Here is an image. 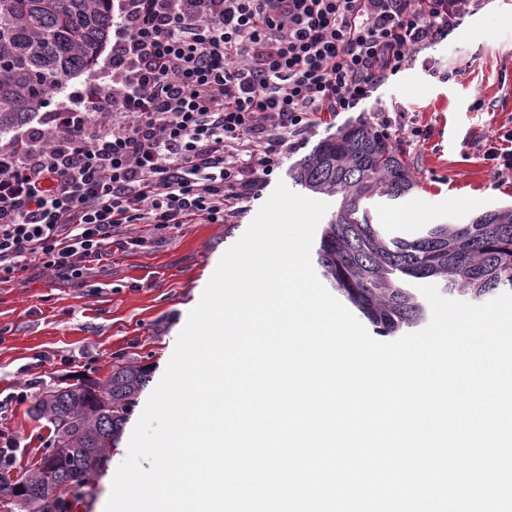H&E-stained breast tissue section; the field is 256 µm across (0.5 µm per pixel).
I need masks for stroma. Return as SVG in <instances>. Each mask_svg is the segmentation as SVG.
<instances>
[{"label":"stroma","mask_w":512,"mask_h":512,"mask_svg":"<svg viewBox=\"0 0 512 512\" xmlns=\"http://www.w3.org/2000/svg\"><path fill=\"white\" fill-rule=\"evenodd\" d=\"M430 54L441 76L414 63L390 77L362 112L312 128L286 157L294 162L339 126L373 121L378 109H400L406 123L428 126L425 142H395L416 188L395 203H368L373 223L391 237L512 206V180L494 178L482 148L485 137L512 130V0H482ZM260 207L256 201L230 222L183 224L160 236L137 225L147 247L113 250L82 285L44 272L0 284V430L22 444L13 474L32 469L52 438L51 424L31 412L42 390L74 375L106 379L118 356L149 364L153 381L161 380L190 311ZM399 211L414 217L391 221ZM125 458L110 449L72 512H105L112 473Z\"/></svg>","instance_id":"stroma-1"}]
</instances>
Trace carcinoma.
<instances>
[{
  "label": "carcinoma",
  "mask_w": 512,
  "mask_h": 512,
  "mask_svg": "<svg viewBox=\"0 0 512 512\" xmlns=\"http://www.w3.org/2000/svg\"><path fill=\"white\" fill-rule=\"evenodd\" d=\"M112 28L111 0H0V137L28 122L51 94L97 60ZM293 184L339 199L324 225L317 261L331 287L380 336L425 321L412 280L441 282L472 300L512 292V207L487 211L467 224H434L411 239L389 237L361 206L398 201L416 187L389 138L365 121L348 123L288 168ZM151 368L117 359L92 393L78 386L47 389L32 412L53 427V441L26 480L52 495L34 509L3 501L4 512H70L119 440ZM101 420L112 429L99 431Z\"/></svg>",
  "instance_id": "cac0c4a2"
}]
</instances>
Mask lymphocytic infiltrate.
<instances>
[{
	"label": "lymphocytic infiltrate",
	"instance_id": "1",
	"mask_svg": "<svg viewBox=\"0 0 512 512\" xmlns=\"http://www.w3.org/2000/svg\"><path fill=\"white\" fill-rule=\"evenodd\" d=\"M480 0H112V60L0 148V283L221 224Z\"/></svg>",
	"mask_w": 512,
	"mask_h": 512
}]
</instances>
